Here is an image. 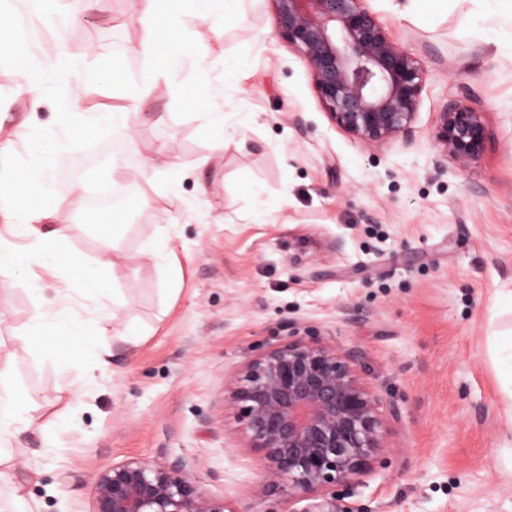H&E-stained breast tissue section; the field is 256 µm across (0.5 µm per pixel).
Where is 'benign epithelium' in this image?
<instances>
[{"instance_id": "obj_1", "label": "benign epithelium", "mask_w": 512, "mask_h": 512, "mask_svg": "<svg viewBox=\"0 0 512 512\" xmlns=\"http://www.w3.org/2000/svg\"><path fill=\"white\" fill-rule=\"evenodd\" d=\"M278 35L308 64L331 121L363 145L409 137L423 90V68L389 38L365 0H272ZM432 139L465 166L489 139L483 113L451 102ZM232 398L251 447L268 462L270 486L304 512H337L327 491L370 471L384 451L378 396L337 346L288 333L283 345L247 360ZM93 512H227L204 497L183 465L130 460L102 471Z\"/></svg>"}]
</instances>
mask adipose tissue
<instances>
[{"instance_id": "obj_1", "label": "adipose tissue", "mask_w": 512, "mask_h": 512, "mask_svg": "<svg viewBox=\"0 0 512 512\" xmlns=\"http://www.w3.org/2000/svg\"><path fill=\"white\" fill-rule=\"evenodd\" d=\"M158 2L132 0V9L143 32L145 53H155L158 30L163 27L175 40L173 58L164 65L136 71L114 68L113 82L129 90H166L170 87L172 74L182 67H189L195 82L193 105L204 109L205 120L221 130L223 142L233 141L235 134L227 130L223 112L214 108L222 89L206 65L200 47L186 32L187 20L191 17L201 21L227 19L224 0H189L191 9L187 12L178 7L159 11ZM92 4L93 0H0V36L5 38L7 48L21 60L18 81L10 90V97L37 101L50 86L62 92L56 104L59 121L53 134L33 140L20 150L10 142L0 145V154L11 157L16 173L11 202L0 203V225L6 229L5 234H0V275H9L19 266L59 270L80 290L94 296L98 306L93 316L88 317L58 303L38 283L29 285L30 292L38 297L29 320L31 335H60L79 350L94 349L93 329L114 322L119 301L100 277L98 269L93 268L83 255L64 249L69 228L62 224L49 225L50 213L43 202L56 189L62 158L92 149L93 144L85 138V131H94L101 139H111L130 136L132 126L126 112L81 110L78 92L91 83L92 70L72 57L62 45L52 55L35 59V33L30 19L39 17L60 34L78 23ZM114 172V167L107 164L90 166L84 170L79 187L92 194L94 201L109 215L117 217L127 213L134 201L122 192ZM17 237L26 242L20 252L13 243ZM12 372L11 360L0 362V464L8 462L13 440L30 429L35 421L32 414L34 396L31 391L15 385Z\"/></svg>"}]
</instances>
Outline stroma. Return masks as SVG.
<instances>
[{
  "instance_id": "stroma-1",
  "label": "stroma",
  "mask_w": 512,
  "mask_h": 512,
  "mask_svg": "<svg viewBox=\"0 0 512 512\" xmlns=\"http://www.w3.org/2000/svg\"><path fill=\"white\" fill-rule=\"evenodd\" d=\"M404 3L365 0L424 68L413 134L369 147L331 122L306 62L276 33L271 0L192 29L224 77L219 105L239 125L226 147L180 93L132 101L113 84V66L146 64L130 0H95L60 38L38 25L40 51L64 40L99 72L80 92L86 108H136L132 138L63 158L47 204L53 223L70 227L68 248L116 262L114 327L132 326L141 342L111 341L108 369L84 385L93 354L53 336L22 346L36 298L0 288V360L13 358L16 382L39 392L38 427L13 445L0 512L17 489L28 512H93L97 475L130 459L182 464L228 512H304L306 501L262 492L267 462L231 399L244 362L292 328L349 352L380 398L385 450L353 493L337 491L341 512H512V379L497 362L512 331V310L497 302L512 291V49L494 45L477 0L416 18ZM228 58L240 62L231 74ZM57 95L0 105V142L52 133ZM456 100L489 131L484 156L464 167L431 140ZM157 153L163 171L127 179ZM105 160L146 201L107 253L109 218L75 186ZM161 239L166 268L140 257ZM66 382L79 402L58 395Z\"/></svg>"
}]
</instances>
